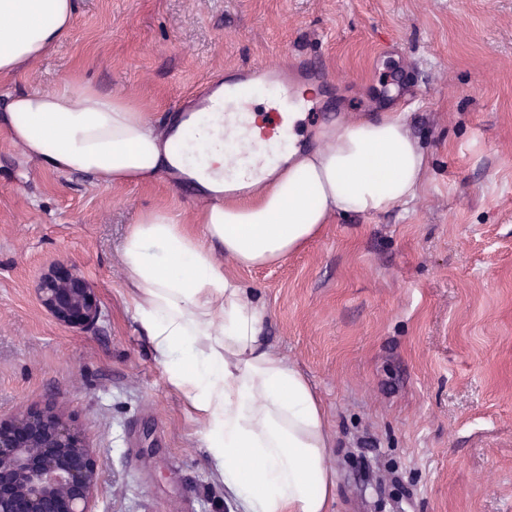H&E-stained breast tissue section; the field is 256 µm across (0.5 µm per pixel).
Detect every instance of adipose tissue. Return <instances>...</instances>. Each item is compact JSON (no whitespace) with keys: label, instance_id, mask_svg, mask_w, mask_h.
<instances>
[{"label":"adipose tissue","instance_id":"obj_1","mask_svg":"<svg viewBox=\"0 0 512 512\" xmlns=\"http://www.w3.org/2000/svg\"><path fill=\"white\" fill-rule=\"evenodd\" d=\"M75 18L74 0H0V79L67 39ZM5 123L20 152L50 170L105 185L150 182L165 170L195 178L201 233L149 210L123 240L134 318L244 512H328L336 471L322 403L267 344L265 307L226 267L281 261L335 216L414 202L428 162L404 115L346 118L310 151L289 144L284 163L265 161L246 198L221 202L212 196L237 175L241 149L217 118L194 114L192 135L162 134L126 91L70 83L13 94Z\"/></svg>","mask_w":512,"mask_h":512}]
</instances>
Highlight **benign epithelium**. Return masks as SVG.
I'll list each match as a JSON object with an SVG mask.
<instances>
[{
    "instance_id": "benign-epithelium-1",
    "label": "benign epithelium",
    "mask_w": 512,
    "mask_h": 512,
    "mask_svg": "<svg viewBox=\"0 0 512 512\" xmlns=\"http://www.w3.org/2000/svg\"><path fill=\"white\" fill-rule=\"evenodd\" d=\"M36 294L63 326L88 329L100 318L76 267H50ZM99 482L95 451L53 404L0 418V512H93Z\"/></svg>"
}]
</instances>
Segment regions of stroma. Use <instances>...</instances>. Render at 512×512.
I'll return each instance as SVG.
<instances>
[{"instance_id":"1","label":"stroma","mask_w":512,"mask_h":512,"mask_svg":"<svg viewBox=\"0 0 512 512\" xmlns=\"http://www.w3.org/2000/svg\"><path fill=\"white\" fill-rule=\"evenodd\" d=\"M72 35L0 79V414L51 402L94 449V512H242L136 323L119 272L140 213L201 232L194 188L102 185L22 155L11 93L124 88L153 126L207 78L315 63L303 150L346 115L405 113L419 198L337 216L279 264L237 268L265 336L334 438L329 512H512V0H76ZM76 266L101 317L58 324L35 288Z\"/></svg>"}]
</instances>
